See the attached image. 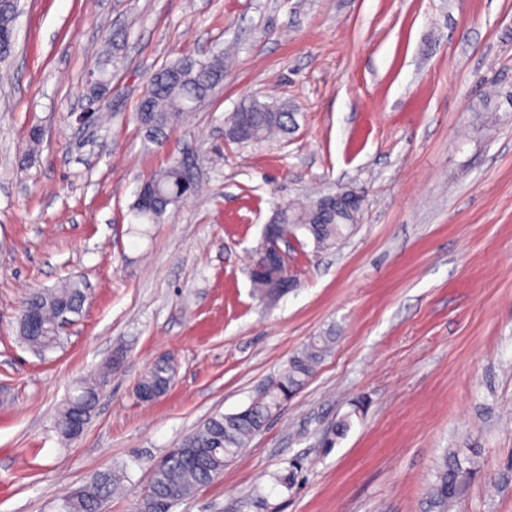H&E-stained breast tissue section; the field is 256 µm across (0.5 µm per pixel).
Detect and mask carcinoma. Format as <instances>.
<instances>
[{"label":"carcinoma","instance_id":"1","mask_svg":"<svg viewBox=\"0 0 512 512\" xmlns=\"http://www.w3.org/2000/svg\"><path fill=\"white\" fill-rule=\"evenodd\" d=\"M18 0H0V64L15 52L16 16ZM224 81V55L209 59H178L161 66L152 76L146 91L137 103L136 116L150 135L173 132L183 125L189 111L208 102L212 90ZM289 112L273 102L256 97L242 100L227 119L224 134L235 143L263 141L273 134L288 133ZM144 184L158 190L153 210L141 207L140 199L131 206L133 218L141 224H159L164 221L169 207L198 194L200 184L193 174L176 161L151 174ZM360 207L320 211L314 204L289 203L280 207V223L273 231L280 240H294L303 245L310 240L317 249L326 248L345 238L358 223ZM263 247H258L250 270L256 299L261 302L276 300L285 295L281 285L288 281L290 266L256 270L261 262ZM86 288L81 282L68 280L62 284L30 294L23 305H36L44 319L42 335L21 331L28 345L48 350L57 343L56 323L62 316H78L86 301ZM335 337L315 336L300 350L289 356L285 366L271 378L259 394L243 410L211 417L186 436L178 450L169 452L152 472L148 491L138 501L136 512H159L161 506L173 508L190 496L198 487L213 481L224 472V467L248 446L254 436L262 432L270 420L313 377L316 369L331 352ZM117 362L110 364L99 375L80 380L74 393L64 402L56 416L55 428L59 435L69 438L71 414L80 408L85 418L91 419L102 386L111 372L118 369L123 350L116 351ZM172 381L171 367L166 358L157 359L140 379L141 387L163 390ZM126 478L124 471L114 469L97 474L63 504V512H102L103 504ZM463 479L460 463L443 456L436 468L435 482L430 496L437 512H448V502L457 498Z\"/></svg>","mask_w":512,"mask_h":512}]
</instances>
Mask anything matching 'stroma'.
I'll list each match as a JSON object with an SVG mask.
<instances>
[{
    "mask_svg": "<svg viewBox=\"0 0 512 512\" xmlns=\"http://www.w3.org/2000/svg\"><path fill=\"white\" fill-rule=\"evenodd\" d=\"M220 47L209 102L148 136L135 106L154 72ZM102 58L112 80L95 96ZM7 70L0 512H61L113 468L127 479L106 512H135L171 448L329 331L315 376L173 512H430L445 451L470 470L450 512H512V0H21ZM252 96L285 106L292 132L227 142ZM95 105L105 121L79 124ZM175 157L204 192L134 223L141 181ZM342 186L363 196L361 222L331 249L292 250L297 287L258 303L265 224ZM68 278L87 288L80 316L31 349L22 300ZM118 349L83 434L63 440L58 410ZM163 356L168 391L140 401Z\"/></svg>",
    "mask_w": 512,
    "mask_h": 512,
    "instance_id": "stroma-1",
    "label": "stroma"
}]
</instances>
